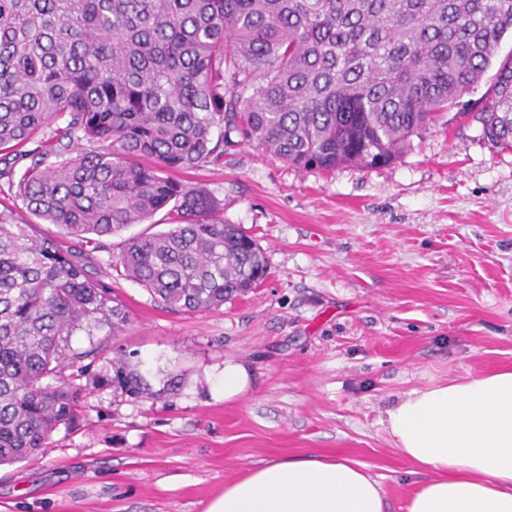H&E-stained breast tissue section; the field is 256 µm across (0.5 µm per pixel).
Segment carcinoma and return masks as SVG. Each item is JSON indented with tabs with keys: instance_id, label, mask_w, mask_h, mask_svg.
<instances>
[{
	"instance_id": "obj_1",
	"label": "carcinoma",
	"mask_w": 512,
	"mask_h": 512,
	"mask_svg": "<svg viewBox=\"0 0 512 512\" xmlns=\"http://www.w3.org/2000/svg\"><path fill=\"white\" fill-rule=\"evenodd\" d=\"M509 31L512 0H0V161L12 175L30 160L17 196L58 229L0 222V464L76 426L78 390L49 382L77 364L71 336L129 321L86 270L102 238L175 215L109 261L170 309L220 307L266 276L256 240L168 172L218 162L233 133L298 170L388 164ZM476 118L512 147V54ZM49 128V148L11 154ZM77 132L98 148L71 152Z\"/></svg>"
}]
</instances>
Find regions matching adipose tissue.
Instances as JSON below:
<instances>
[{"label":"adipose tissue","mask_w":512,"mask_h":512,"mask_svg":"<svg viewBox=\"0 0 512 512\" xmlns=\"http://www.w3.org/2000/svg\"><path fill=\"white\" fill-rule=\"evenodd\" d=\"M399 452L430 471L404 512H512V370L417 389L386 411ZM206 512H387L380 481L344 457L250 469Z\"/></svg>","instance_id":"obj_1"}]
</instances>
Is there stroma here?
<instances>
[{"mask_svg": "<svg viewBox=\"0 0 512 512\" xmlns=\"http://www.w3.org/2000/svg\"><path fill=\"white\" fill-rule=\"evenodd\" d=\"M464 93L388 165L299 171L236 143L175 179L216 200L256 237L269 275L218 308L172 310L114 279L122 237L88 272L130 321L76 333L84 372L77 429L37 459L0 466V512H205L259 463L298 455L369 465L389 512L427 470L394 446L382 418L409 392L512 369V148L491 145ZM252 371L225 401V360ZM138 376L133 394L116 362Z\"/></svg>", "mask_w": 512, "mask_h": 512, "instance_id": "1", "label": "stroma"}]
</instances>
